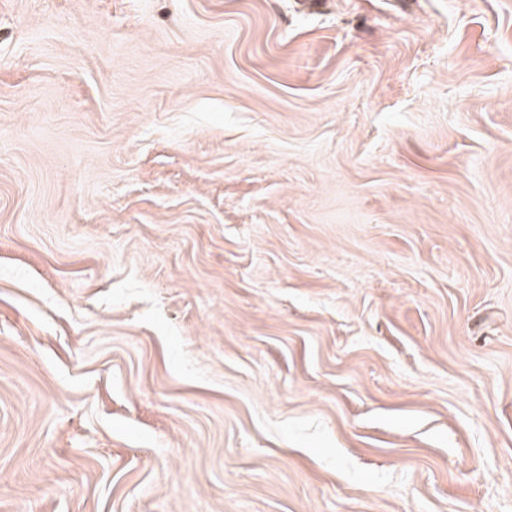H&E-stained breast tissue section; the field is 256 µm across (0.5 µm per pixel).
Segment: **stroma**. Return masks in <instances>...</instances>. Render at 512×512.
<instances>
[{
  "instance_id": "35a3bbf8",
  "label": "stroma",
  "mask_w": 512,
  "mask_h": 512,
  "mask_svg": "<svg viewBox=\"0 0 512 512\" xmlns=\"http://www.w3.org/2000/svg\"><path fill=\"white\" fill-rule=\"evenodd\" d=\"M0 512H512V0H0Z\"/></svg>"
}]
</instances>
